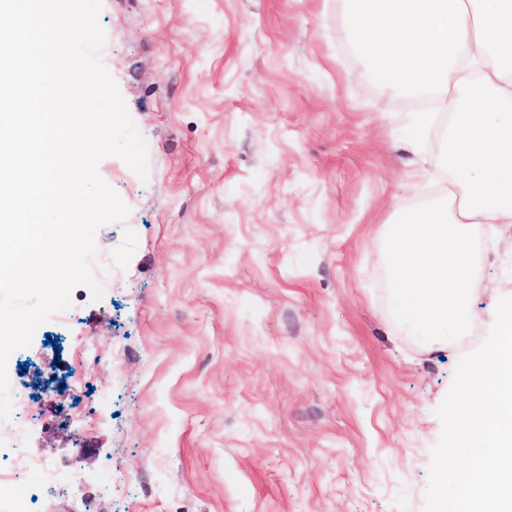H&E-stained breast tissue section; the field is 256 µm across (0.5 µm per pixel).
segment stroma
Returning a JSON list of instances; mask_svg holds the SVG:
<instances>
[{"mask_svg":"<svg viewBox=\"0 0 512 512\" xmlns=\"http://www.w3.org/2000/svg\"><path fill=\"white\" fill-rule=\"evenodd\" d=\"M99 24L148 177L99 162L129 209L95 235L104 295L11 354L31 425L0 467L37 448L78 477L30 512H424L436 410L512 297V223L484 224L467 332L398 319L383 253L445 189V104L372 78L339 0H102ZM75 358L73 383L76 386H81L94 378L95 365L90 354L83 346H79L75 350Z\"/></svg>","mask_w":512,"mask_h":512,"instance_id":"35a3bbf8","label":"stroma"}]
</instances>
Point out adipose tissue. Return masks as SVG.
<instances>
[{
	"instance_id": "obj_1",
	"label": "adipose tissue",
	"mask_w": 512,
	"mask_h": 512,
	"mask_svg": "<svg viewBox=\"0 0 512 512\" xmlns=\"http://www.w3.org/2000/svg\"><path fill=\"white\" fill-rule=\"evenodd\" d=\"M354 34L371 31V73L390 88L439 98L463 91L444 141V201L405 209L385 258L408 268L403 322L429 343L464 334L475 317L458 272L481 224L512 221V0H340Z\"/></svg>"
}]
</instances>
